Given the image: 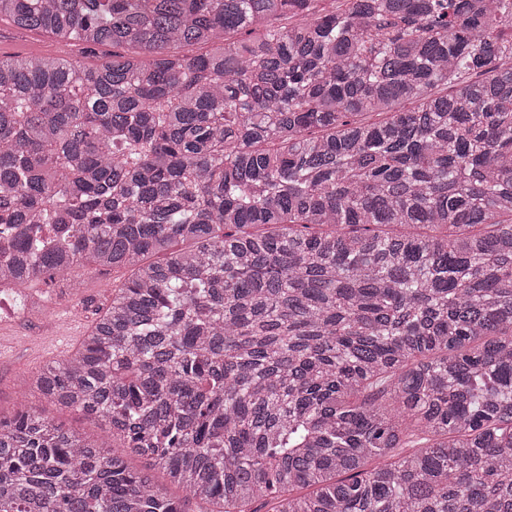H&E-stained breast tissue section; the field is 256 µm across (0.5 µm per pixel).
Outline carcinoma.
Wrapping results in <instances>:
<instances>
[{
    "instance_id": "cac0c4a2",
    "label": "carcinoma",
    "mask_w": 512,
    "mask_h": 512,
    "mask_svg": "<svg viewBox=\"0 0 512 512\" xmlns=\"http://www.w3.org/2000/svg\"><path fill=\"white\" fill-rule=\"evenodd\" d=\"M0 20L66 48L0 56V293L131 271L25 378L121 447L20 405L0 512H512V0Z\"/></svg>"
}]
</instances>
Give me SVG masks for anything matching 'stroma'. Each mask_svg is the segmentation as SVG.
I'll use <instances>...</instances> for the list:
<instances>
[{
  "label": "stroma",
  "instance_id": "1",
  "mask_svg": "<svg viewBox=\"0 0 512 512\" xmlns=\"http://www.w3.org/2000/svg\"><path fill=\"white\" fill-rule=\"evenodd\" d=\"M57 47L52 38L30 33L0 22V54L49 57ZM126 272L92 268L81 273L77 294L54 297L48 316H33L23 311L20 302L0 295V413L11 414L17 403H25L42 417L62 425L79 437H102L103 428L82 413L59 408L30 394L23 378L52 361L68 358L85 336L98 306L112 293Z\"/></svg>",
  "mask_w": 512,
  "mask_h": 512
}]
</instances>
